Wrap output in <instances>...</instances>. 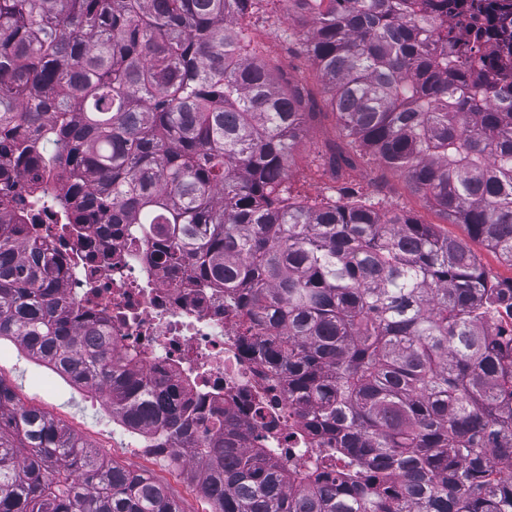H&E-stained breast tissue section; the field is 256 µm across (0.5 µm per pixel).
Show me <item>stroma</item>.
Segmentation results:
<instances>
[{"instance_id":"obj_1","label":"stroma","mask_w":512,"mask_h":512,"mask_svg":"<svg viewBox=\"0 0 512 512\" xmlns=\"http://www.w3.org/2000/svg\"><path fill=\"white\" fill-rule=\"evenodd\" d=\"M245 30L252 44L262 49L278 83L300 88L306 101L309 116L289 169L292 197L314 200L346 188L373 198L380 210L403 208L436 225L445 235L468 239L463 225L446 223L427 199L407 188L403 177L384 170L376 161L357 155L352 164L331 165L334 152H347V141L318 70L308 60L299 41L290 42L284 37L285 31L302 30L287 0H262L258 12L247 18ZM468 241L490 278L501 282L512 280L511 266L502 263L481 240ZM0 377L14 389L20 404L40 408L110 460L147 470L166 486L182 512H208L209 503L190 484L185 471L172 468L163 457L146 452L132 457L126 446L128 433L112 423L95 396L73 388L38 364L25 350L16 347L7 352L0 350Z\"/></svg>"}]
</instances>
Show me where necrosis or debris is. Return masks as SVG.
Here are the masks:
<instances>
[{
	"label": "necrosis or debris",
	"instance_id": "1",
	"mask_svg": "<svg viewBox=\"0 0 512 512\" xmlns=\"http://www.w3.org/2000/svg\"><path fill=\"white\" fill-rule=\"evenodd\" d=\"M484 3L483 57L495 65L512 52V0ZM15 183L25 213L55 229L47 244L59 265L62 293L95 315L93 327L109 336L113 355L141 353L145 383L189 380L192 395L204 400L205 418L223 414L231 423L253 427L260 409L281 432L296 425L285 385L270 380L266 366L242 348V326L225 313L222 289L162 273L143 260V243L131 231L116 233L108 224H65L59 211L28 193L23 178Z\"/></svg>",
	"mask_w": 512,
	"mask_h": 512
}]
</instances>
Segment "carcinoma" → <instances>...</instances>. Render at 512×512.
<instances>
[{
	"mask_svg": "<svg viewBox=\"0 0 512 512\" xmlns=\"http://www.w3.org/2000/svg\"><path fill=\"white\" fill-rule=\"evenodd\" d=\"M260 0H0V339L100 393L210 512H512V282L461 239L348 191L291 197L306 113L230 24ZM348 145L512 266V99L448 29L453 0H293ZM70 223L222 288L302 418L284 460L76 329L12 176ZM65 176L75 190L48 194ZM0 512H181L0 381Z\"/></svg>",
	"mask_w": 512,
	"mask_h": 512,
	"instance_id": "1",
	"label": "carcinoma"
}]
</instances>
